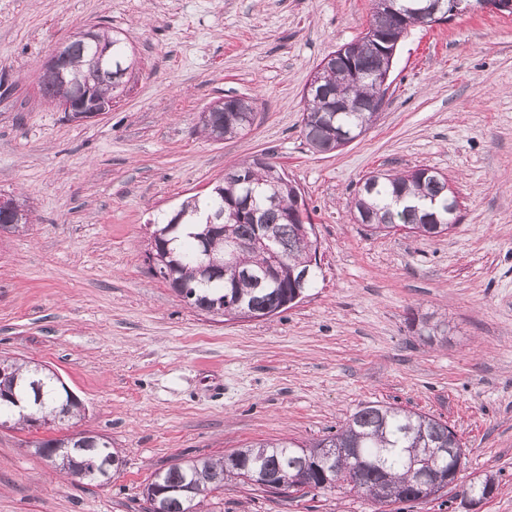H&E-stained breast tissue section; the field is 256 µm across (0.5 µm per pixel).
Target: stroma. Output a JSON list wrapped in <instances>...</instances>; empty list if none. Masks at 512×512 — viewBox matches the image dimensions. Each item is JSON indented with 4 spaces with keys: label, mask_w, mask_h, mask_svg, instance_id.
<instances>
[{
    "label": "stroma",
    "mask_w": 512,
    "mask_h": 512,
    "mask_svg": "<svg viewBox=\"0 0 512 512\" xmlns=\"http://www.w3.org/2000/svg\"><path fill=\"white\" fill-rule=\"evenodd\" d=\"M374 0H0V193L30 211L0 233V355L49 365L80 416L0 428V512H146L153 473L263 440L335 434L366 404L447 423L465 454L453 488L380 507L308 487L274 496L225 482L203 512H512V17L410 27L371 128L319 153L302 134L322 59L369 29ZM121 32L139 70L111 112L75 122L46 102L47 56L89 27ZM252 98L244 134L214 141L199 115ZM265 153L301 189L316 288L268 320L214 317L145 262L147 226L231 166ZM445 174L448 235H374L351 201L377 172ZM447 324L428 342L412 315ZM93 431L124 466L74 482L36 448ZM498 488L477 508L462 492Z\"/></svg>",
    "instance_id": "stroma-1"
}]
</instances>
